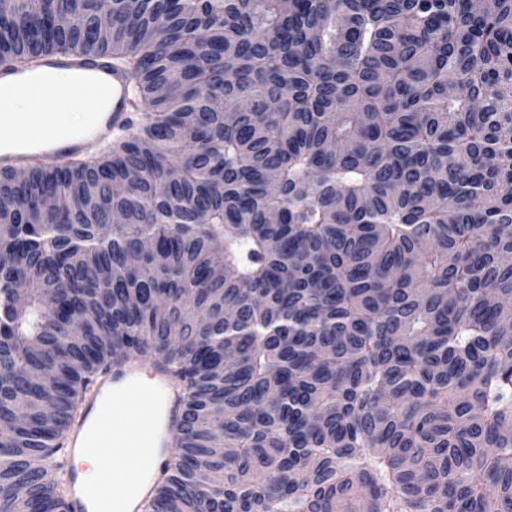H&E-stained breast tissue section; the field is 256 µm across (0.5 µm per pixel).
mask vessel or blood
<instances>
[{"instance_id": "obj_1", "label": "vessel or blood", "mask_w": 512, "mask_h": 512, "mask_svg": "<svg viewBox=\"0 0 512 512\" xmlns=\"http://www.w3.org/2000/svg\"><path fill=\"white\" fill-rule=\"evenodd\" d=\"M41 69L47 73L67 71L78 77L94 78L111 91L112 107L109 111L97 114L95 123L88 133L64 134L40 147L0 149V170L21 169L86 153L95 143L110 138L114 129L128 125L131 120L126 76L114 68L106 56L53 53L43 59ZM0 89L28 91L39 103L44 101L48 93L45 86L37 84L31 77L4 67L0 68ZM144 375L148 376L165 396L167 430L159 437L156 466L161 469L167 465L169 432L176 427L180 418V400L171 389L170 370L164 365H148L139 359H128L112 365L107 373L98 378L93 396L84 402L80 422L71 426L67 434L65 445L70 454H77L83 448L86 430L96 419L103 398L109 395L120 396ZM68 486L67 512H99L97 501L88 493L79 473L69 475Z\"/></svg>"}]
</instances>
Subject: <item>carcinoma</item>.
<instances>
[{
    "label": "carcinoma",
    "instance_id": "cac0c4a2",
    "mask_svg": "<svg viewBox=\"0 0 512 512\" xmlns=\"http://www.w3.org/2000/svg\"><path fill=\"white\" fill-rule=\"evenodd\" d=\"M53 52L144 112L0 173V507L65 505L83 396L149 358L144 512H512V0H0V65Z\"/></svg>",
    "mask_w": 512,
    "mask_h": 512
}]
</instances>
